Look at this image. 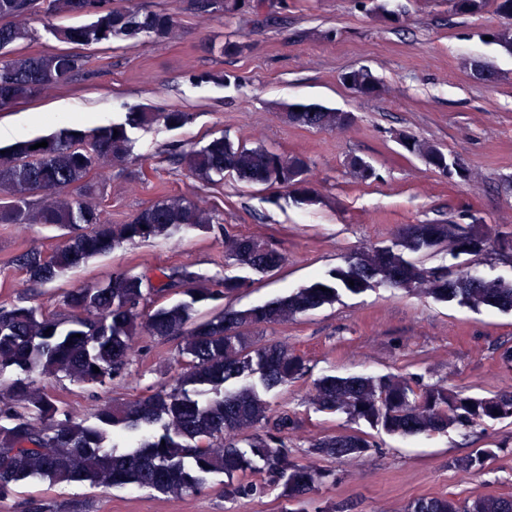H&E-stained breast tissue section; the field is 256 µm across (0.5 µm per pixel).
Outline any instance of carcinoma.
<instances>
[{
  "mask_svg": "<svg viewBox=\"0 0 512 512\" xmlns=\"http://www.w3.org/2000/svg\"><path fill=\"white\" fill-rule=\"evenodd\" d=\"M512 19V0H451L460 15H478L488 2ZM85 0H49V16L77 13ZM88 25L56 28L60 41L89 45L102 40H124L141 33L166 40L178 29L177 15L167 11H132L99 0ZM39 9L36 0H0V54L29 38L24 20ZM182 10L197 16L214 14L211 0H182ZM492 43L512 54V24L488 33ZM79 67L77 56L53 53L15 54L0 60V107L30 100L66 81ZM349 76L362 95L380 93V83L369 70ZM190 114L130 112L125 122L88 132L62 128L53 135L13 144L0 153V224H48L68 229L72 236L51 255L28 250L14 264L28 280L46 284L66 271L116 246L146 240L183 228L206 227L212 217L191 201L172 196L141 210L127 224L103 217L90 174L103 160L125 162L131 155L128 129L163 122L181 127ZM339 110L290 112L288 122L330 130ZM42 141L47 146L33 145ZM409 153L429 156V166L440 167L448 153L417 139ZM178 162L190 175L211 181L232 175L250 184L270 183L288 189L299 204L312 201L308 164L296 155H284L263 146L236 145L224 137L207 145L189 147ZM80 193L71 194L73 187ZM404 251L391 248L363 250L356 263L338 267L330 280L245 310L226 309L208 319L194 317L195 305L231 297L248 287L246 281L226 276L215 281L187 266H172L155 276L115 272L102 285L75 288L64 296L71 317L61 323L18 301L0 307V376L15 372L8 401L0 406V496L20 481L47 477L55 484L88 481L106 487L135 485L162 494L182 495L202 488L207 477L221 473L224 500L280 490L282 512H308L306 495L333 477L328 470L300 464L286 446L288 434L300 426L297 414L283 409L274 414L254 387L229 392L224 385L243 377L258 378L270 391L286 387L304 373L303 358L273 343L255 346L244 330L284 323L336 300L339 290L352 292L380 276L395 288H423L441 301L458 300L476 308L512 311V281L487 283L459 272L455 278L441 268H426L404 257L448 243L446 224H406ZM490 235L483 224L468 225V234L454 242L465 255L487 250ZM228 262L259 273L284 263L277 249L251 237L224 233ZM354 287H349V281ZM327 291H321V288ZM180 292L186 299L147 309L151 298ZM176 337L178 369L170 382L131 401L99 409L87 423L59 409L42 381L65 377L77 384H100L120 379L136 336ZM99 372H94L93 367ZM319 411L342 412L371 426L398 435L445 432L451 426L470 427L483 420L512 418V393L473 397L463 391L426 386L405 376H324L310 397ZM118 431L130 435L131 448L119 452L108 445ZM243 437L246 447L236 437ZM372 448L361 433L327 435L308 448L314 458L359 457ZM258 472V481L248 477ZM407 512H512V496L479 497L460 504L446 497H421Z\"/></svg>",
  "mask_w": 512,
  "mask_h": 512,
  "instance_id": "cac0c4a2",
  "label": "carcinoma"
}]
</instances>
